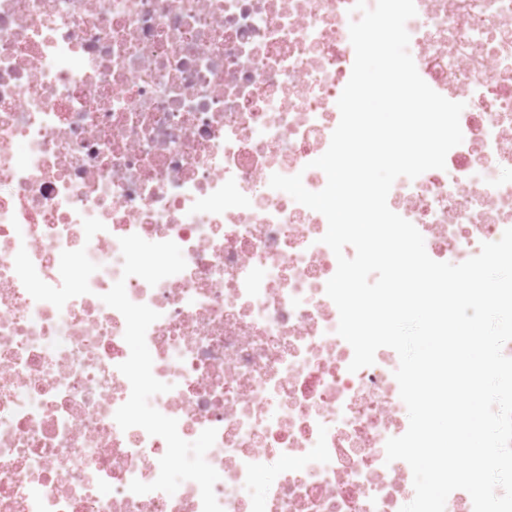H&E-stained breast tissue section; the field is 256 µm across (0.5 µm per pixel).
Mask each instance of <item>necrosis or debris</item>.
Wrapping results in <instances>:
<instances>
[{
  "mask_svg": "<svg viewBox=\"0 0 512 512\" xmlns=\"http://www.w3.org/2000/svg\"><path fill=\"white\" fill-rule=\"evenodd\" d=\"M354 0H0V512H203L199 486L138 495L163 438L114 419L130 350L114 280L158 312L151 397L206 460L223 512H400L410 466L398 360L349 372L326 294L327 220L270 188L340 121ZM409 52L464 103L445 169L389 208L461 263L512 228V0H415ZM23 145V159L14 148ZM175 242L186 268L123 277L119 240ZM276 478L256 492L261 472Z\"/></svg>",
  "mask_w": 512,
  "mask_h": 512,
  "instance_id": "necrosis-or-debris-1",
  "label": "necrosis or debris"
}]
</instances>
